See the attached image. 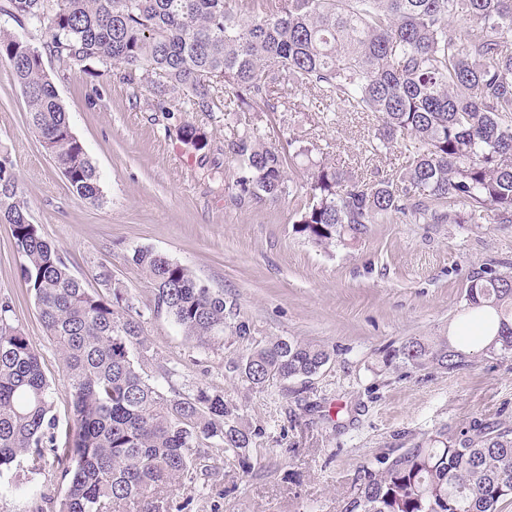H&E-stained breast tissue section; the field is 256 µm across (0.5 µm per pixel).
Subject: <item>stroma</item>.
Here are the masks:
<instances>
[{"label":"stroma","instance_id":"1","mask_svg":"<svg viewBox=\"0 0 512 512\" xmlns=\"http://www.w3.org/2000/svg\"><path fill=\"white\" fill-rule=\"evenodd\" d=\"M44 64L77 137L101 176L103 198H77L30 128L22 93L0 60V154L12 160L31 218L68 259L87 287L99 267L147 312L144 331L159 361L177 371L163 392L204 387L236 404L246 423L265 434L250 450V468L227 461L222 474L198 476L162 492L183 512H342L364 465L410 447L434 426L455 433L481 417L512 425V358L482 356L448 373L387 365L390 349L414 336L456 334L469 274L512 270V224H422L401 215L371 225L356 242L325 249L293 230L287 199H235L209 161L223 160L228 129L220 112L155 111L149 83L131 88L100 71L59 75ZM289 112H248L268 142H296L312 154L288 175L304 185L311 161L322 160L379 179L404 165L399 148L372 150L377 120L367 112H310L309 91ZM204 130L205 156L166 134L171 120ZM145 247L190 267L223 292L246 320L252 342L280 337L328 350L312 381L271 382L250 389L231 370L244 345L204 349L173 320L153 313V284L130 262ZM23 259L9 225L0 223V302H11L51 382L53 412L66 421L71 405L55 346L46 336L22 276Z\"/></svg>","mask_w":512,"mask_h":512}]
</instances>
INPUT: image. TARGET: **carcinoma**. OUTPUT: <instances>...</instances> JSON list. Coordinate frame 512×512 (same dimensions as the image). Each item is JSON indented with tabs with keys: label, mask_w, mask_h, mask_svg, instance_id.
<instances>
[{
	"label": "carcinoma",
	"mask_w": 512,
	"mask_h": 512,
	"mask_svg": "<svg viewBox=\"0 0 512 512\" xmlns=\"http://www.w3.org/2000/svg\"><path fill=\"white\" fill-rule=\"evenodd\" d=\"M17 30L0 28V60L9 63L29 125L82 200H102L100 175L74 134L43 55L27 33L46 28L61 72L100 68L152 87L155 108L171 112L177 94L189 112H277L286 90L308 89L343 112L378 115L375 139L398 145L406 164L366 182L326 162L303 190L286 168L309 149L267 144L257 125L232 126L224 162L237 166L239 201L294 198L295 232L318 246L359 240L392 214L429 224H512V0H0ZM168 135L193 151L208 146L187 122ZM0 222L11 226L24 258L22 278L47 337L62 360L71 394L65 427L52 413L40 353L13 307L0 302V496L18 489L11 474L46 453L57 463L62 494L56 512H112L190 482L210 441L250 467L261 428L236 405L198 387L163 393L144 371L153 360L144 313L102 266L86 287L32 222L12 162L0 157ZM130 261L154 285L153 311L170 317L199 346L244 343L248 322L224 294L191 270L149 248ZM464 321L485 336L410 337L386 362L449 373L479 356L512 357V273L470 276ZM330 353L275 338L247 349L232 369L252 389L276 380L304 384ZM472 434L442 424L396 455L361 470L343 512H498L512 496V427L476 419Z\"/></svg>",
	"instance_id": "cac0c4a2"
}]
</instances>
